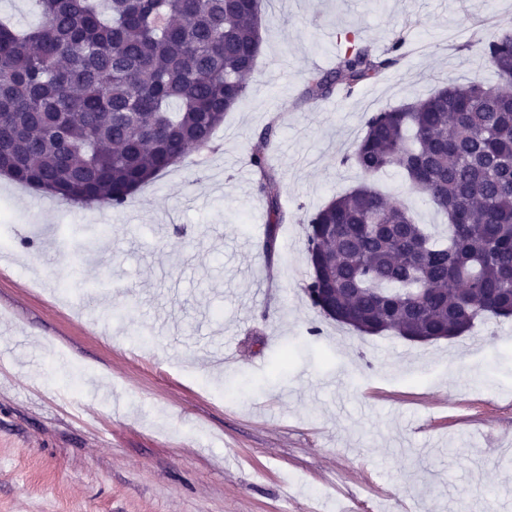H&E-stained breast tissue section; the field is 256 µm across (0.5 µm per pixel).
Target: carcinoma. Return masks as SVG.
Instances as JSON below:
<instances>
[{
  "instance_id": "1",
  "label": "carcinoma",
  "mask_w": 512,
  "mask_h": 512,
  "mask_svg": "<svg viewBox=\"0 0 512 512\" xmlns=\"http://www.w3.org/2000/svg\"><path fill=\"white\" fill-rule=\"evenodd\" d=\"M37 25L0 22V174L79 207L120 210L143 185L210 147L243 103L261 48L263 0H35ZM345 34L336 67L303 97L352 94L396 65ZM497 73L512 34L480 41ZM476 81L369 114L342 158L390 168L448 216L437 239L403 202L363 183L312 213L303 290L326 319L360 334L432 342L512 318V94ZM276 123L250 165L267 203L263 251L286 221L270 163Z\"/></svg>"
}]
</instances>
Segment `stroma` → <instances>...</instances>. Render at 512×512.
I'll use <instances>...</instances> for the list:
<instances>
[{"mask_svg":"<svg viewBox=\"0 0 512 512\" xmlns=\"http://www.w3.org/2000/svg\"><path fill=\"white\" fill-rule=\"evenodd\" d=\"M506 31L512 0H265L246 100L125 208L0 176V512H512V319L361 336L303 291L307 216L362 182L443 233L399 171L342 158L371 112L501 86L476 42ZM348 32L407 48L297 104ZM273 119L287 220L268 258L249 156Z\"/></svg>","mask_w":512,"mask_h":512,"instance_id":"obj_1","label":"stroma"}]
</instances>
